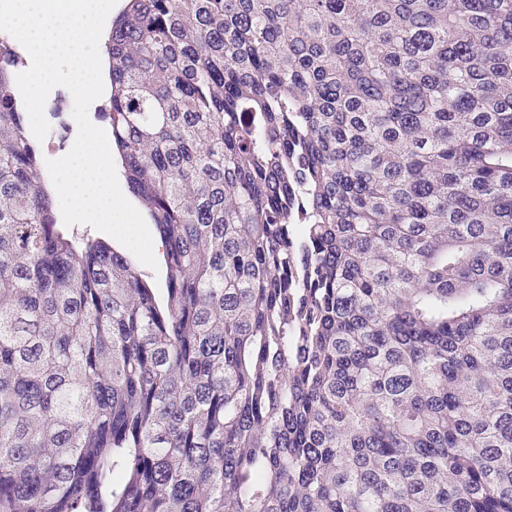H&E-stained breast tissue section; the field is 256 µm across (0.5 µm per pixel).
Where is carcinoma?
I'll use <instances>...</instances> for the list:
<instances>
[{
  "label": "carcinoma",
  "mask_w": 512,
  "mask_h": 512,
  "mask_svg": "<svg viewBox=\"0 0 512 512\" xmlns=\"http://www.w3.org/2000/svg\"><path fill=\"white\" fill-rule=\"evenodd\" d=\"M103 118L165 288L58 220L0 42V512H512V0H126ZM114 159H115L114 163H115L117 177H118V181H119L120 187L125 189V191L127 192L128 196H129V201L142 214V216L145 219V222H146V224H147V226H148V228H149V230L151 232L152 238H153L154 253H155V257H156L157 263H158V273L156 274L152 269H150L149 267H147V266H145L143 264H141V266H140L141 273L144 275V278L154 288H158V290L161 291V288H163L164 276H165L164 267H163V252H164L165 247H164L161 239L155 233L154 227H153L152 224H150V221H149L145 211L143 210V208L141 207L139 202L136 200V198L130 192V189L128 188L126 179L124 177L123 169L121 167V164H120L119 160L116 157H114Z\"/></svg>",
  "instance_id": "carcinoma-1"
}]
</instances>
